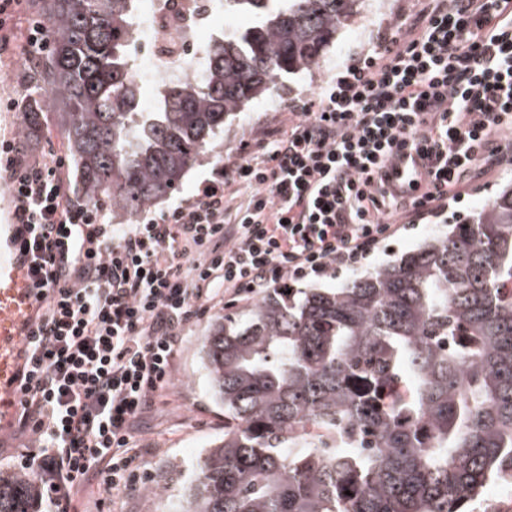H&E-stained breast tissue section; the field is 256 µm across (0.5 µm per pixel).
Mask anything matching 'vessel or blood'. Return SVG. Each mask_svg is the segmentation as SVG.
Here are the masks:
<instances>
[{"mask_svg": "<svg viewBox=\"0 0 512 512\" xmlns=\"http://www.w3.org/2000/svg\"><path fill=\"white\" fill-rule=\"evenodd\" d=\"M389 181L405 197L422 187L425 174L419 156L403 152L384 169ZM28 233L13 214L0 215V428L11 420L22 397L30 356L26 340L35 331L42 305L41 292L24 247Z\"/></svg>", "mask_w": 512, "mask_h": 512, "instance_id": "b4317fda", "label": "vessel or blood"}]
</instances>
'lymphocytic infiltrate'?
I'll list each match as a JSON object with an SVG mask.
<instances>
[{
  "instance_id": "f902f5d3",
  "label": "lymphocytic infiltrate",
  "mask_w": 512,
  "mask_h": 512,
  "mask_svg": "<svg viewBox=\"0 0 512 512\" xmlns=\"http://www.w3.org/2000/svg\"><path fill=\"white\" fill-rule=\"evenodd\" d=\"M27 0H0V56L50 49L45 22L17 24ZM287 128L242 143L193 195L140 223L64 188L67 159L26 161L0 140V174L42 290L30 368L13 424L40 451L27 467L51 512L76 497L139 490V420L174 373L185 328L223 298L353 267L461 199L478 162L512 146V0H428L342 76L291 104ZM414 150L421 194L396 197L380 169Z\"/></svg>"
}]
</instances>
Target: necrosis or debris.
<instances>
[{"instance_id":"necrosis-or-debris-1","label":"necrosis or debris","mask_w":512,"mask_h":512,"mask_svg":"<svg viewBox=\"0 0 512 512\" xmlns=\"http://www.w3.org/2000/svg\"><path fill=\"white\" fill-rule=\"evenodd\" d=\"M139 51L130 71L141 89L140 109L150 111L162 84L183 83L204 65L202 47L222 0H138Z\"/></svg>"}]
</instances>
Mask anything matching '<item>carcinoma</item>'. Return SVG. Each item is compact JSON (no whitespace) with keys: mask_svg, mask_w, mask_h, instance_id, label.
I'll list each match as a JSON object with an SVG mask.
<instances>
[{"mask_svg":"<svg viewBox=\"0 0 512 512\" xmlns=\"http://www.w3.org/2000/svg\"><path fill=\"white\" fill-rule=\"evenodd\" d=\"M362 0H224L254 24L142 112L129 75L135 0H38L41 69L83 199L132 220L180 190L224 118L315 67ZM43 108L22 132L37 135ZM512 186L341 288H271L224 315L203 362L224 436L185 512H471L512 471ZM31 476L0 473V512H37Z\"/></svg>","mask_w":512,"mask_h":512,"instance_id":"obj_1","label":"carcinoma"}]
</instances>
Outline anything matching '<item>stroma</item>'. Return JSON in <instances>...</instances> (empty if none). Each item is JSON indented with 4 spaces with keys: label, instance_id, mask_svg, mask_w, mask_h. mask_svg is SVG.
<instances>
[{
    "label": "stroma",
    "instance_id": "obj_1",
    "mask_svg": "<svg viewBox=\"0 0 512 512\" xmlns=\"http://www.w3.org/2000/svg\"><path fill=\"white\" fill-rule=\"evenodd\" d=\"M421 3L422 0H364L354 24L337 33L318 67L289 75L283 81V89L270 101L246 106L225 119L223 132L209 145L204 160L187 174L173 200L188 198L197 184L223 166L225 159L243 141H255L275 133L288 121L283 110L287 101L301 100L323 79L344 71L356 53L371 46L380 28L395 18L409 17ZM30 75L29 65L21 54L0 60V88L6 96L19 99L23 104H42L44 94L31 82ZM511 183L510 164L471 177L466 195L450 203L446 214L402 231L357 268L342 267L325 277L310 280V287H342L358 274L373 270L416 248L425 239L446 231L449 225L472 217L493 200L503 186ZM252 306L249 300L229 308L223 302H215L202 318L185 330L172 381L135 435L137 445L146 449L138 465L144 488L136 494H115L104 503L102 512H178L182 494L201 453L224 435V409L215 401L210 389L202 359V338L214 318L227 314L240 316ZM37 451L33 439L19 437L14 428L5 429L0 432V472L24 470L30 455Z\"/></svg>",
    "mask_w": 512,
    "mask_h": 512
}]
</instances>
